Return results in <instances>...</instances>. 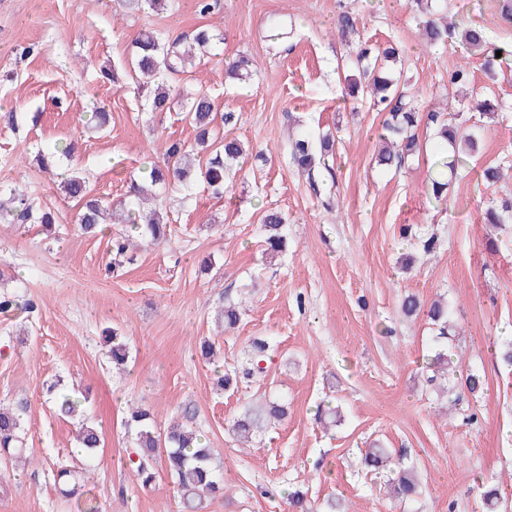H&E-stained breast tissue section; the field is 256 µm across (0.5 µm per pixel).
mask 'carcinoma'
Wrapping results in <instances>:
<instances>
[{
	"mask_svg": "<svg viewBox=\"0 0 512 512\" xmlns=\"http://www.w3.org/2000/svg\"><path fill=\"white\" fill-rule=\"evenodd\" d=\"M421 8L424 20L419 36L428 45L445 44L460 37L463 44L473 55L484 58L490 67L498 61L496 52H501V59L512 58V42L491 43L485 36L484 28L473 22H466L458 28L440 18L448 9V0H414ZM123 5L131 10H156L160 7L175 8L177 0H123ZM224 34L208 29L195 32L192 40L179 36L173 37L162 29L146 31L132 44L131 65L140 87H151L152 91L144 98L143 111L165 112L170 109V89L164 79L183 71L185 63L196 52L204 54L223 43ZM345 66L358 72V78L344 77L346 95L353 97L362 93L370 98L373 108L384 113L381 138L386 148L375 157L377 165L385 168H400L405 163L421 154L419 130L424 127L441 145L442 150L431 164L429 185L433 196L440 200L448 192V186L466 159L448 156V151H465L470 154L478 151L479 141L469 132V119L463 113L453 109L450 98H445L441 106L426 112L419 109L414 97L400 89L399 80L386 71V64L401 60L399 49L389 44L385 47L361 43L355 53L345 54ZM257 71L256 61L240 56L226 65L227 74L234 80L245 83L251 80ZM185 118L197 130L196 144L200 151L209 154L205 166L195 168L192 153L179 141H164L160 147L162 163H152L146 171L150 185L164 187L176 180L188 184L196 179L202 180L215 195L226 191L229 179L237 161L243 156L241 142L235 138L220 141L210 140V132L216 120L217 108L214 102L200 90L188 91L184 95ZM336 139L330 134L319 138L315 144L304 133H300L290 142L293 163L308 178L312 186H318L321 170L327 169L326 159L334 154ZM60 188L69 198L80 203L75 226L82 235H98L97 227L102 223L107 205L104 200L89 194L86 181L71 174L62 178ZM145 190L143 183L131 181L122 207L112 211V223L126 224L125 233L112 238V250L117 255L137 246L130 236L137 235L148 239L153 244L167 241L170 235L168 212L161 208L146 214L140 212ZM13 209L5 212L22 222L38 224L46 231H52L56 223L50 211L34 209L27 204L24 195H12ZM484 222L487 224L512 223V198L490 201L484 210ZM286 219L278 211H266L262 217L260 232L265 243V252L278 254L286 246L284 224ZM402 313L415 317L426 313L434 325V340L439 344L448 341L450 332L455 328L453 312L449 305L435 303L428 310H423L420 299L409 294L401 304ZM241 305L225 303L221 309L224 325L233 328L241 320ZM106 342L111 344L109 354L112 363L124 365L129 358L127 344L120 340L117 332L106 335ZM270 350L267 338L257 336L251 340L242 357L233 369L218 377L217 385L229 389L240 380H250L264 373L262 363ZM483 388L478 374L469 373L460 381L448 386V391H458L455 401L461 395H476ZM57 409L62 416L76 417L84 413L82 401L75 394H63L55 397ZM288 415V407L279 399L269 401L264 408L253 411L246 409L232 425V432L237 441L247 444L261 431V422L268 424L283 420ZM194 412L186 408L179 418L161 434L154 430L149 410L132 407L129 418L125 421L128 430L135 434V470L134 476L142 487L151 486L155 478L154 465L163 459L171 478L177 484L187 512H201L205 495L217 496L224 493V482L218 473L215 450L210 448L202 435L193 427ZM78 440L82 452L91 457L103 445L100 432L91 426L81 424ZM27 459L26 427L21 413L0 407V461L13 463ZM362 463L370 471L385 477V485L397 497L409 500L417 495L418 484L414 468L404 467L395 470L390 467V454L387 449L374 445L365 449ZM512 488L498 485L488 487L482 493L484 512H507Z\"/></svg>",
	"mask_w": 512,
	"mask_h": 512,
	"instance_id": "obj_1",
	"label": "carcinoma"
}]
</instances>
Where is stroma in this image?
<instances>
[{
	"mask_svg": "<svg viewBox=\"0 0 512 512\" xmlns=\"http://www.w3.org/2000/svg\"><path fill=\"white\" fill-rule=\"evenodd\" d=\"M179 0L176 12L129 13L120 0H0V186L57 212L54 232L37 224L0 221V294L34 303V312L0 316V403L27 405L28 464H0V512H184L174 481L156 464L150 488L129 466L134 436L122 419L128 406L150 409L165 432L183 408L216 450L224 496L203 512H287V496L305 492L313 512H481L480 488L512 478V373L491 343L512 337V224H485L488 201L512 196V169L503 181L478 180L479 169L512 161V67L486 72L459 43L426 46L408 0ZM451 13L485 29L489 41L512 38L497 0H450ZM356 30L341 36L340 12ZM223 31L224 51L197 57L173 76L172 89H203L221 111L238 115L226 136L249 154L229 182L230 200L203 184L167 186L162 198L172 237L138 249L114 273L112 236L77 234L75 200L59 188L74 170L108 202L122 199L156 155L161 139L195 147L196 132L179 98L169 111L141 109L132 88L104 76L126 63L132 41L148 29L192 36ZM395 42L404 51L401 83L418 103L445 93L448 73L468 63V95L503 104L481 119L477 153L453 178L442 201L428 193L437 152L421 132L423 155L401 168L375 162L384 116L368 99L342 103L336 60L346 42ZM257 60L253 79L237 84L224 61ZM110 114L105 129L88 124L94 108ZM330 131L338 143L330 173L312 189L289 156L292 128ZM75 144L72 158L40 170L37 153ZM288 216V250L266 259L258 227L264 211ZM436 233L434 254L420 257L400 237ZM417 262L400 268L403 255ZM215 270L200 269L203 258ZM423 303L445 296L460 334L453 340L462 371L484 374L482 392L457 409L427 381L433 332L425 317L407 318L405 295ZM243 302L237 329H218L224 301ZM125 336L130 359L113 370L104 329ZM274 348L263 376L217 391L216 369L233 367L250 340ZM210 341L214 362L198 352ZM77 389L104 442L86 458L71 419L46 388ZM268 398L288 404L287 418L242 447L231 425L244 409ZM341 420L324 429L322 401ZM382 442L415 466L421 494L402 503L361 469L360 451ZM81 471V492L63 495L51 478L58 460Z\"/></svg>",
	"mask_w": 512,
	"mask_h": 512,
	"instance_id": "35a3bbf8",
	"label": "stroma"
}]
</instances>
